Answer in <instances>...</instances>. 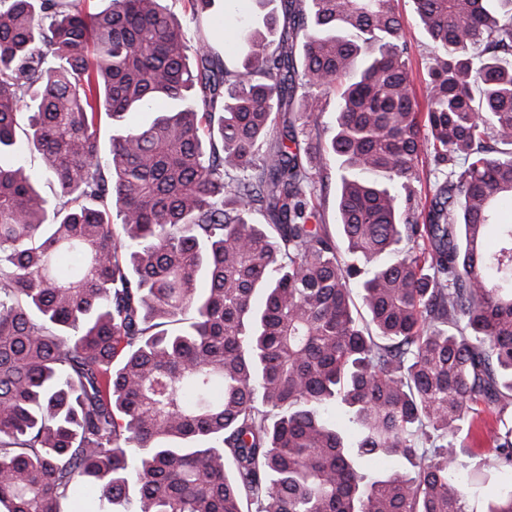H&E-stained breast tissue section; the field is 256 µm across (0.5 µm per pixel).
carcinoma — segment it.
Listing matches in <instances>:
<instances>
[{
    "instance_id": "obj_1",
    "label": "carcinoma",
    "mask_w": 512,
    "mask_h": 512,
    "mask_svg": "<svg viewBox=\"0 0 512 512\" xmlns=\"http://www.w3.org/2000/svg\"><path fill=\"white\" fill-rule=\"evenodd\" d=\"M110 2L0 0V512H474L512 472V0H413L424 109L397 0H280L231 68ZM399 12L404 25V33L410 53L413 89L419 102L423 103L426 95V63L428 57V40L419 25L413 10L412 0H398ZM422 161V162H421ZM420 169L423 171L421 174V182L417 185L418 197L417 200L421 205L429 204L435 190L436 175L433 165L426 155H421ZM321 210L324 224H327L329 232L334 237H336L338 244L342 248L343 243L339 235L338 226L336 224V189L333 179L331 185L329 186L322 199Z\"/></svg>"
}]
</instances>
